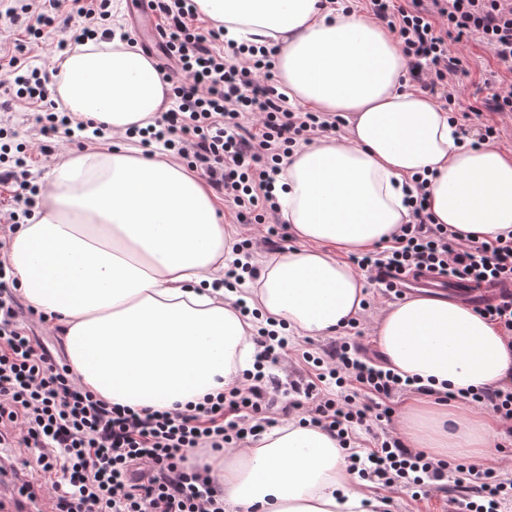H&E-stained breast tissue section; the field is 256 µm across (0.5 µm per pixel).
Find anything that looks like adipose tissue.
Wrapping results in <instances>:
<instances>
[{"instance_id": "ef3b65f1", "label": "adipose tissue", "mask_w": 512, "mask_h": 512, "mask_svg": "<svg viewBox=\"0 0 512 512\" xmlns=\"http://www.w3.org/2000/svg\"><path fill=\"white\" fill-rule=\"evenodd\" d=\"M227 38L278 42L289 102L337 112L342 137L302 145L276 190L295 248L259 262L246 302L305 336L331 335L369 296L346 257L409 220L404 190L428 180L435 223L461 238L512 233V153L463 142L431 96L405 89L393 34L360 10L320 0H196ZM66 111L115 133L146 126L166 86L153 60L112 38L73 46L51 73ZM204 180L135 146L71 152L4 255L28 303L55 316L73 374L97 398L166 410L222 391L250 369L252 323L212 283L235 230ZM388 366L442 392L495 387L512 340L462 300L422 293L389 304L374 330ZM497 418L412 397L399 431L436 456L489 450ZM231 512H379L335 438L299 421L205 459Z\"/></svg>"}]
</instances>
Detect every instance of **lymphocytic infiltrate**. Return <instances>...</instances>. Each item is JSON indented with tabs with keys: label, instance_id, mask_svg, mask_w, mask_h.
<instances>
[{
	"label": "lymphocytic infiltrate",
	"instance_id": "f902f5d3",
	"mask_svg": "<svg viewBox=\"0 0 512 512\" xmlns=\"http://www.w3.org/2000/svg\"><path fill=\"white\" fill-rule=\"evenodd\" d=\"M150 2L162 21L167 62L159 71L171 86L172 103L146 127L128 128L127 138H139L145 147L163 145L202 172L239 221L277 217L273 188L284 158L297 143L335 132L342 117L289 104L274 82L279 45L225 40L223 29L200 26L194 0ZM366 7L395 34L409 81L441 108H455L460 93L462 60L449 37L485 45L512 72V0H367ZM62 11L80 22L58 40L56 52L112 34L104 26L112 0H13L4 16L25 19L35 37ZM0 95L43 104L35 122L44 137L85 128L48 106L45 77L17 56L0 54ZM27 159L26 144L0 143V181L14 186V208L26 216L39 202L27 179ZM411 182L416 194L408 222L383 250L355 257V265L388 295L425 274L468 288H500L496 301L476 311L512 336V238L458 242L456 231L434 223L428 212L426 179L415 174ZM6 275L0 265V446L37 449L35 460L20 462L44 475L27 496L34 501L50 492L52 512H224V498L206 468L187 465L188 453L243 447L294 410L336 438L352 468L368 480L421 496L449 479L447 465L394 435H383L367 452L352 450L360 427L392 422L393 399L412 386L360 345L339 338L323 353L302 351L307 376L286 402L273 368L287 358L288 338L260 327L251 336L258 349L255 368L241 380L196 404L138 411L83 389L69 365L32 336ZM460 400L497 417L502 442L512 445V384L468 392ZM456 471V512H501L512 500V479L494 469L469 463Z\"/></svg>",
	"mask_w": 512,
	"mask_h": 512
}]
</instances>
